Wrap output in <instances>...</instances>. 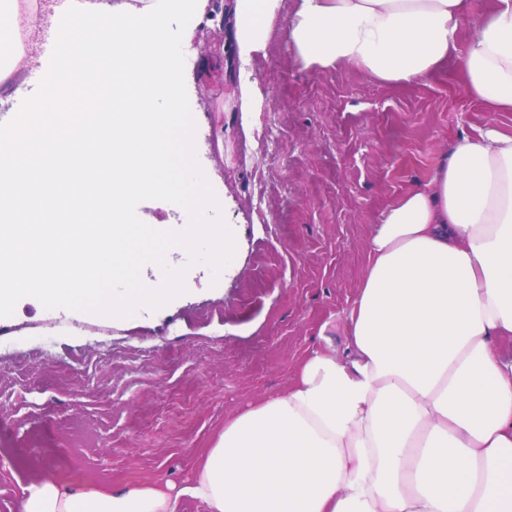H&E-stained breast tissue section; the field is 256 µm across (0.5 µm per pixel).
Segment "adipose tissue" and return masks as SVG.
<instances>
[{
  "instance_id": "obj_1",
  "label": "adipose tissue",
  "mask_w": 512,
  "mask_h": 512,
  "mask_svg": "<svg viewBox=\"0 0 512 512\" xmlns=\"http://www.w3.org/2000/svg\"><path fill=\"white\" fill-rule=\"evenodd\" d=\"M283 0H231L225 61L235 71L225 107L254 111L253 67ZM205 0H71L56 63L41 67L42 93L7 115L0 148V304L18 293L43 303L104 299L109 273L128 272L130 310L166 300L128 251L155 227L126 221L135 195L169 193L178 159L159 146L182 138L153 109L182 99V61L165 35L170 14ZM467 0H297L285 43L304 68L344 64L371 80L418 82L455 50ZM35 0H0V106L20 92L31 60L23 37ZM465 86L490 110L512 112V0H493L473 22ZM111 64L131 88L111 109L45 118L71 72ZM106 131L102 157L75 164L74 140ZM109 210L106 224H22L32 200L61 188ZM343 354L312 351L288 388L225 421L188 484L167 480L112 490L44 477L20 512H177L182 498L209 512H512V133L497 126L453 143L427 182L390 204L372 228L361 286L343 318Z\"/></svg>"
}]
</instances>
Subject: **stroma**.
<instances>
[{
    "mask_svg": "<svg viewBox=\"0 0 512 512\" xmlns=\"http://www.w3.org/2000/svg\"><path fill=\"white\" fill-rule=\"evenodd\" d=\"M468 2L456 51L407 85L354 66L304 68L274 33L255 63L248 131L224 109L223 77L202 74L227 35L212 0L200 18L168 20L189 76L177 118L195 164L170 195L128 201L127 221L214 225L224 259L206 235L178 251L150 242L170 294L127 314L48 307L34 293L0 307V512H19L23 487L46 475L112 490L159 477L184 485L225 419L285 390L323 340L343 351L341 317L381 213L456 139L490 124L512 132V112L488 110L463 82L472 17L491 6ZM113 91L107 69L73 86L61 109L98 111ZM199 186L212 201L202 212L188 204ZM83 217L64 189L34 202L28 222Z\"/></svg>",
    "mask_w": 512,
    "mask_h": 512,
    "instance_id": "obj_1",
    "label": "stroma"
}]
</instances>
